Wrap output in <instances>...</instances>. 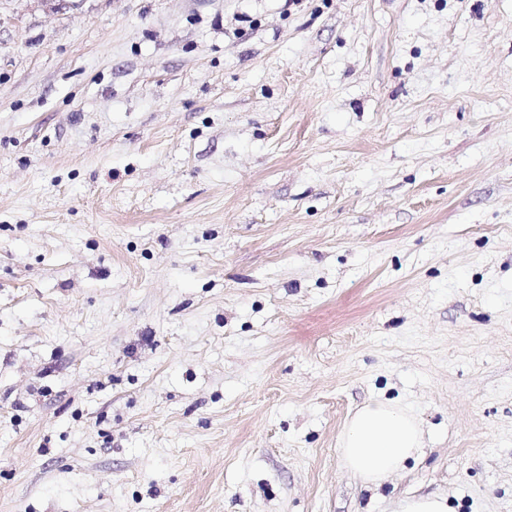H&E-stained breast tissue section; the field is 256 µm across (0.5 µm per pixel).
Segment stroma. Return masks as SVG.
Listing matches in <instances>:
<instances>
[{
	"label": "stroma",
	"mask_w": 512,
	"mask_h": 512,
	"mask_svg": "<svg viewBox=\"0 0 512 512\" xmlns=\"http://www.w3.org/2000/svg\"><path fill=\"white\" fill-rule=\"evenodd\" d=\"M424 493L512 512V0H0V512ZM345 468L361 483L380 487L422 451V432L406 408L384 401L360 407L339 440Z\"/></svg>",
	"instance_id": "35a3bbf8"
}]
</instances>
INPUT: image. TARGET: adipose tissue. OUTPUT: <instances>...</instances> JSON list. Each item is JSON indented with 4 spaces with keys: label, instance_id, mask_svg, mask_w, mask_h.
<instances>
[{
    "label": "adipose tissue",
    "instance_id": "obj_1",
    "mask_svg": "<svg viewBox=\"0 0 512 512\" xmlns=\"http://www.w3.org/2000/svg\"><path fill=\"white\" fill-rule=\"evenodd\" d=\"M422 451V432L406 408L384 401L360 407L339 440L345 468L365 487H380Z\"/></svg>",
    "mask_w": 512,
    "mask_h": 512
}]
</instances>
